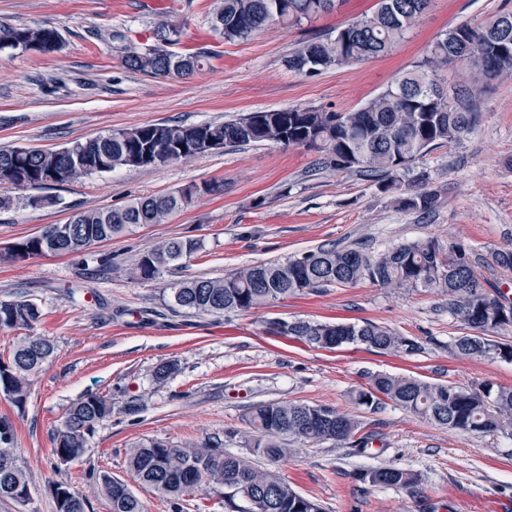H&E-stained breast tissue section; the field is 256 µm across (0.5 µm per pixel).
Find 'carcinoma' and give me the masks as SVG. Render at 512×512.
Returning a JSON list of instances; mask_svg holds the SVG:
<instances>
[{
  "mask_svg": "<svg viewBox=\"0 0 512 512\" xmlns=\"http://www.w3.org/2000/svg\"><path fill=\"white\" fill-rule=\"evenodd\" d=\"M395 14L383 10L344 25L333 39H312L288 57V68L319 73L325 69L369 61L389 54L430 9L432 0H393ZM336 0H213L212 30L228 43H244L261 30L278 25L299 26L334 11ZM462 41L461 55L475 68L469 87L460 97L440 98L435 86L448 73L454 57L448 41ZM512 44V12H501L478 23L462 22L436 39L427 54L401 73L362 107L351 112L322 109L248 112L224 122L193 125L145 124L75 140L64 150L0 148V186L40 189L46 180L60 185L106 173L117 167L146 166L142 153L153 152L150 161L167 165L166 149L186 146L189 159L203 154L192 149L198 139L211 138L228 145L271 143L297 147L324 156L339 172L362 173L379 191L396 195L404 210L431 212L439 204L437 192L421 183L402 192V175L430 151L466 137L478 112L470 103L473 91L512 75V49L501 53L496 44ZM26 40L41 54L61 48L62 37L48 23L14 26L0 22V41ZM179 68L154 46L145 50L132 43L125 49L126 68L154 78H188L202 70L209 59L204 51L178 54ZM191 189L179 188L162 195L139 197L112 209L73 214L64 224H48L32 236L13 243L0 256L23 260L46 253L82 254L93 246L122 235L138 224H162L192 203ZM201 248L194 239L170 238L141 253L125 269L130 280L154 281ZM369 282L380 288H423L448 296V311L471 333L458 337L455 351L468 358H500L512 361V345L489 338V333L512 326V301L500 291L489 292L488 281L475 270L467 250L445 246L433 238L419 239L372 253L363 248L321 246L284 261L247 265L222 278H187L173 288L174 311L196 315L248 312L289 296L327 286H354ZM41 317L39 306L29 299L0 301V329L30 328ZM270 330L319 349L332 350L361 344L381 351L418 349L414 340L374 322H320L306 319L276 321ZM55 353L46 336L27 335L0 361V390L19 409L24 408L33 377ZM178 371L175 361L162 362L152 372L158 384ZM359 406L376 410L390 400L436 423L467 433L492 434L512 417V387L464 388L431 383L410 376L377 374L365 387L353 392ZM112 395L88 393L69 407L55 429L52 451L62 464L77 463L85 455L88 437L112 416ZM241 433L249 455L224 451L215 440L174 446L147 441L129 450L127 466L143 486L170 499L180 512L183 497L203 486L224 489V512H322L320 504L299 493L275 470L288 457L293 442L334 441L343 444L358 433V423L328 406L297 402H265L251 406ZM13 425L0 419V499L24 502L30 496V479L18 465ZM268 460L256 465L252 456ZM95 479L109 503L110 512H145L142 501L120 480L107 473ZM373 486L412 490L420 476L411 471L380 467L357 474ZM50 491L56 512H87V500L64 483Z\"/></svg>",
  "mask_w": 512,
  "mask_h": 512,
  "instance_id": "obj_1",
  "label": "carcinoma"
}]
</instances>
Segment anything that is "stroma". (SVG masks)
<instances>
[{
	"instance_id": "obj_1",
	"label": "stroma",
	"mask_w": 512,
	"mask_h": 512,
	"mask_svg": "<svg viewBox=\"0 0 512 512\" xmlns=\"http://www.w3.org/2000/svg\"><path fill=\"white\" fill-rule=\"evenodd\" d=\"M212 0H188L167 15V0H0V20L46 22L63 36L60 51L0 52V146L59 148L140 124L221 122L246 112L361 107L421 59L431 43L465 21L478 22L512 0H433L428 13L388 55L314 75L288 70L299 43L335 35L339 26L373 14L379 0H343L337 11L283 30L268 27L245 43L211 32ZM160 23L182 27L185 45L209 52L187 79L153 78L123 64L127 38H144ZM479 119L461 141L424 156L405 187L428 183L439 206L430 213L398 208L368 178L336 171L317 153L273 144L226 147L186 162L121 168L49 188L53 206L18 204L0 212V248L61 224L74 213L119 207L132 199L203 182L219 183L163 224H141L81 256L45 254L0 262V300L28 299L42 316L33 333L49 337L55 356L33 379L25 408L0 393V418L15 429L18 460L31 476L26 502L0 500V512H56L50 483L63 482L88 500V512H109L89 475L104 471L139 496L147 512H172L162 495L142 487L127 451L150 440L182 446L219 439L226 451L248 407L269 401L324 405L349 414L368 447L332 441L300 445L277 469L323 512H512V423L493 435L452 431L394 403L378 410L351 393L386 373L476 388L512 387V363L459 357L453 343L466 328L448 311L447 296L364 282L296 295L269 307L224 316L158 311L175 283L221 277L248 264L286 259L322 245L373 252L418 239L460 244L491 286H512V270L492 254L512 248V78L478 97ZM199 240L181 269L150 283L125 268L157 242ZM373 321L414 340L415 352L391 354L362 345L333 351L274 335L278 320ZM174 360L179 371L155 385L151 371ZM142 395L134 417L113 410L89 438L81 462L57 464L52 431L70 405L88 393ZM394 467L419 474L415 491L356 480V472Z\"/></svg>"
}]
</instances>
